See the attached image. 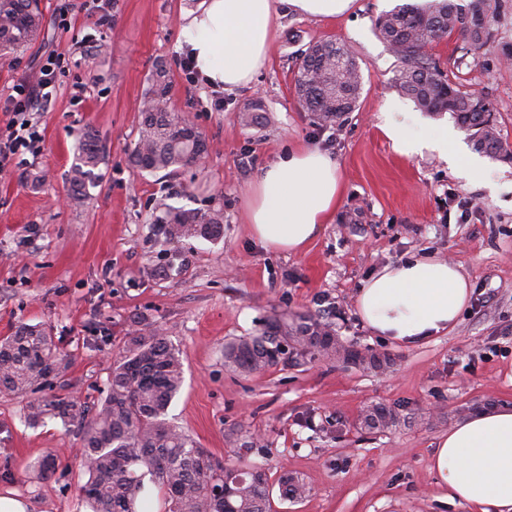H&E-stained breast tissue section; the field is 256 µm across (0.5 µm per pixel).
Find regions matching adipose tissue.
I'll return each instance as SVG.
<instances>
[{"label":"adipose tissue","instance_id":"obj_1","mask_svg":"<svg viewBox=\"0 0 512 512\" xmlns=\"http://www.w3.org/2000/svg\"><path fill=\"white\" fill-rule=\"evenodd\" d=\"M184 20L182 37L206 85L232 90L249 84L267 62L275 0H200ZM385 132L402 154L430 148L470 176L481 172L448 126L425 125L411 136L391 117ZM340 194L335 160L317 148L289 150L253 181L247 215L252 234L267 247L301 251L329 223ZM469 294L457 266L422 257L384 266L358 291L356 309L376 332L412 345L453 324ZM432 469L449 498L473 512H512V407L476 414L449 430L432 454Z\"/></svg>","mask_w":512,"mask_h":512}]
</instances>
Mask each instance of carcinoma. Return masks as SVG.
I'll use <instances>...</instances> for the list:
<instances>
[{
	"label": "carcinoma",
	"instance_id": "1",
	"mask_svg": "<svg viewBox=\"0 0 512 512\" xmlns=\"http://www.w3.org/2000/svg\"><path fill=\"white\" fill-rule=\"evenodd\" d=\"M492 0L402 3L380 15L375 26L380 39L398 58L395 86L427 112H447L471 133L476 150L492 158H512L498 137L494 107L486 96H474L460 83L438 71L427 48L453 35L465 54L477 57L495 36ZM44 36L40 0H0V55L36 43ZM362 76L349 49L333 40L310 45L295 72V91L302 108L321 124H332L357 107ZM172 85L164 63L155 65L141 108L138 139L129 159L142 171L175 173L196 163L207 143L194 124L169 110ZM238 119L245 128L267 121L261 101L246 104ZM100 161L93 133L82 134L80 154L72 167L73 194L85 192ZM153 223L167 240H217L224 233L219 211L168 208ZM126 336L123 352L112 364L107 394L89 411L69 397L29 402L26 422L37 426L47 418L78 424L84 448L85 482L80 486L85 512H153L146 495L158 491L162 512H271L272 485L266 469L238 460L223 462L197 445L186 432L171 425L167 410L184 381V360L154 322L143 318ZM315 354L340 355L359 361L356 351L336 347L331 321L286 313L262 328L224 344V366L252 374L274 366L299 365ZM67 365L54 336L40 324H20L0 339V388L21 394L37 382L65 372ZM60 460L48 455L26 466L47 482ZM279 497L298 502L309 489L296 475H281Z\"/></svg>",
	"mask_w": 512,
	"mask_h": 512
}]
</instances>
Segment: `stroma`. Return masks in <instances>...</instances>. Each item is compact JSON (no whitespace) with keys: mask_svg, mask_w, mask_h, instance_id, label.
<instances>
[{"mask_svg":"<svg viewBox=\"0 0 512 512\" xmlns=\"http://www.w3.org/2000/svg\"><path fill=\"white\" fill-rule=\"evenodd\" d=\"M399 2L353 0L342 15L313 18L279 0L266 66L250 86L220 96L180 66L183 15L198 0H104L100 15L83 0H40L43 39L0 56V128L16 84L36 81L48 57L65 64L36 110L40 151L0 174V338L22 322L44 324L69 367L64 380L0 394V495L17 492L31 512H83L76 426H28L24 408L53 396L100 402L133 319L144 315L184 359L169 420L220 460L244 453L271 479L287 472L307 484L305 499L274 500L273 512H472L449 500L431 455L456 424L512 407V159L485 158L480 178L466 180L437 153L401 154L385 134L390 102L416 109L398 92V61L374 28ZM496 12V38L477 59L461 62L455 37L428 53L451 80L488 95L512 147V0H496ZM323 40L347 45L362 74L356 110L329 125L302 109L293 80L297 54ZM159 61L172 112L189 117L208 146L199 166L172 174L141 171L128 157ZM255 99L270 121L243 128L237 114ZM88 130L104 154L77 197L70 170ZM297 147L336 160L342 192L331 222L288 254L256 241L246 211L260 169ZM166 205L223 212V238L158 242L151 222ZM423 255L467 278L457 323L413 345L375 335L356 312L358 288L385 265ZM276 312L334 320L341 342L391 363L379 370L319 355L250 376L225 368V342ZM375 406L395 410L397 424L368 428ZM253 437L259 447L246 451ZM51 453L69 463L65 477L43 484L23 474Z\"/></svg>","mask_w":512,"mask_h":512,"instance_id":"stroma-1","label":"stroma"}]
</instances>
